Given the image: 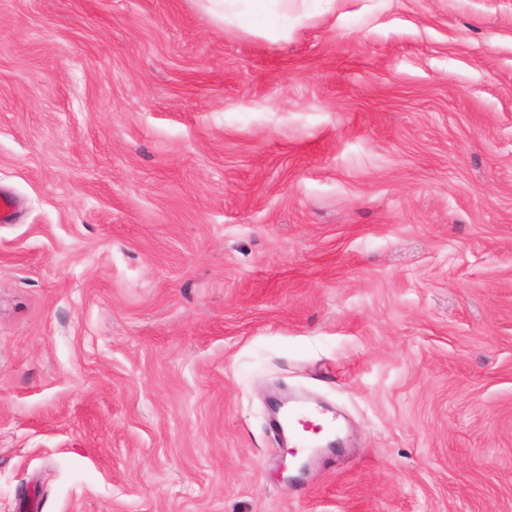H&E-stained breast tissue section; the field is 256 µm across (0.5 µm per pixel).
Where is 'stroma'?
Instances as JSON below:
<instances>
[{"label":"stroma","instance_id":"stroma-1","mask_svg":"<svg viewBox=\"0 0 512 512\" xmlns=\"http://www.w3.org/2000/svg\"><path fill=\"white\" fill-rule=\"evenodd\" d=\"M305 8L0 0V512H512V0ZM296 0H202L206 9L224 26L241 25L244 16L288 18V4ZM307 417H315V415L307 408L298 406L289 410L286 416V420L282 421L284 427L288 429V433H295L296 435V441L293 447L290 448L292 453L297 452L299 448H303L302 450L310 448L314 442V436L331 434L336 431L335 425L333 426L328 422L325 423V428L323 431V426L320 423H317L316 421ZM297 423L301 426L302 433L296 431Z\"/></svg>","mask_w":512,"mask_h":512}]
</instances>
